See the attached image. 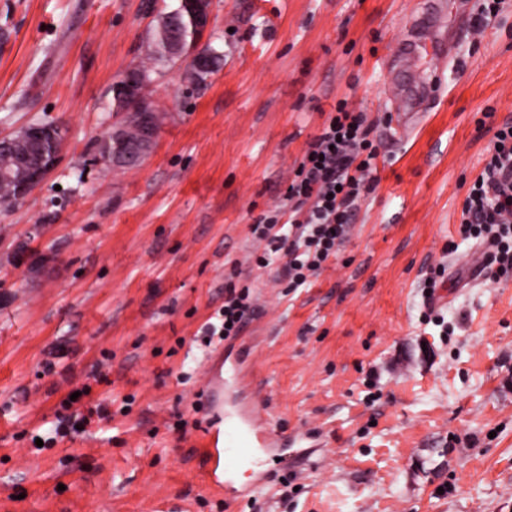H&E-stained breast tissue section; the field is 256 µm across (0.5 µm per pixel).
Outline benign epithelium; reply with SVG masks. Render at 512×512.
I'll return each instance as SVG.
<instances>
[{"label": "benign epithelium", "instance_id": "7a95c632", "mask_svg": "<svg viewBox=\"0 0 512 512\" xmlns=\"http://www.w3.org/2000/svg\"><path fill=\"white\" fill-rule=\"evenodd\" d=\"M211 23L210 0H191L188 13V24L197 32L205 31ZM136 117L141 129V140L137 147L128 146L123 128L112 130L111 138L106 142L105 158L114 163L121 162L131 165L140 161L141 157L151 151L156 132L151 113L139 111ZM66 131L63 126L40 120L32 121L9 136H0V151L16 153L20 161L28 158V149L37 147L41 152V161L30 168L29 185L39 186L52 171L59 158V153L53 150V144L64 140Z\"/></svg>", "mask_w": 512, "mask_h": 512}]
</instances>
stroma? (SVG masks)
<instances>
[{
    "label": "stroma",
    "instance_id": "35a3bbf8",
    "mask_svg": "<svg viewBox=\"0 0 512 512\" xmlns=\"http://www.w3.org/2000/svg\"><path fill=\"white\" fill-rule=\"evenodd\" d=\"M175 4L0 0V134L33 119L67 130L44 183L0 206V512H512V280L474 277L481 248L458 234L489 158L477 120L489 106L512 118V0L479 34L478 0H461L443 31L452 59L422 60L433 94L406 132L377 129L375 191L338 258L294 292L255 267L251 226L337 101L394 115L393 54L424 0H212L195 47L220 67L199 84L180 65L154 74L152 152L106 166L98 145L124 119L112 87ZM437 264L447 335L422 321ZM229 284L258 311L204 348ZM247 349L262 413L322 437L287 498L232 511L203 478L202 392L210 364ZM85 383L129 397L127 413L36 449Z\"/></svg>",
    "mask_w": 512,
    "mask_h": 512
}]
</instances>
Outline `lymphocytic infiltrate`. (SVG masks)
Returning <instances> with one entry per match:
<instances>
[{
    "instance_id": "obj_1",
    "label": "lymphocytic infiltrate",
    "mask_w": 512,
    "mask_h": 512,
    "mask_svg": "<svg viewBox=\"0 0 512 512\" xmlns=\"http://www.w3.org/2000/svg\"><path fill=\"white\" fill-rule=\"evenodd\" d=\"M375 126L366 112L350 109L347 101L337 102L293 173L287 209L270 211L253 224L257 268L283 259L281 275L296 289L337 256L361 199L377 184ZM491 143L490 158L465 199L459 233L488 247L486 277L497 283L512 278V121L496 126ZM256 311L249 289L226 287L217 321L208 331L222 341L240 336ZM78 392L75 400L61 403L59 433L112 416L109 403L93 400L91 385H82Z\"/></svg>"
}]
</instances>
